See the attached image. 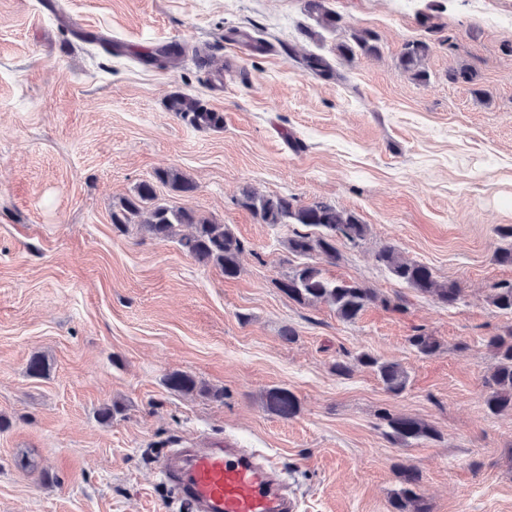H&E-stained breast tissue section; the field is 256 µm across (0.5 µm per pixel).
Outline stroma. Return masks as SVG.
<instances>
[{"label": "stroma", "instance_id": "obj_1", "mask_svg": "<svg viewBox=\"0 0 512 512\" xmlns=\"http://www.w3.org/2000/svg\"><path fill=\"white\" fill-rule=\"evenodd\" d=\"M427 5L328 0L342 23L310 38L305 0H0V512H181L159 455L227 440L280 458L299 512H391L401 461L431 512H512V414L483 403L487 340L512 329L489 300L512 280L492 260L512 244L498 234L512 225V0ZM361 30L379 56L340 57ZM411 40L432 46L422 82L398 64ZM168 46L180 57L150 62ZM311 53L332 76L302 66ZM459 66L471 82H449ZM175 92L223 128L170 112ZM169 169L196 189L161 185L158 200L228 225L244 244L236 277L113 225V206ZM247 185L356 213L367 237L321 270L379 302L347 323L276 288L298 263L293 227L242 207ZM386 245L463 301L394 279L376 260ZM418 328L440 352L413 351ZM362 352L399 362L405 391L355 364ZM175 370L223 400L168 390ZM275 387L297 396L295 417L267 410ZM385 412L439 436L392 442Z\"/></svg>", "mask_w": 512, "mask_h": 512}]
</instances>
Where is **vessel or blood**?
<instances>
[{"mask_svg":"<svg viewBox=\"0 0 512 512\" xmlns=\"http://www.w3.org/2000/svg\"><path fill=\"white\" fill-rule=\"evenodd\" d=\"M158 468L189 512H297L281 464L261 448L227 442L176 448Z\"/></svg>","mask_w":512,"mask_h":512,"instance_id":"obj_1","label":"vessel or blood"}]
</instances>
